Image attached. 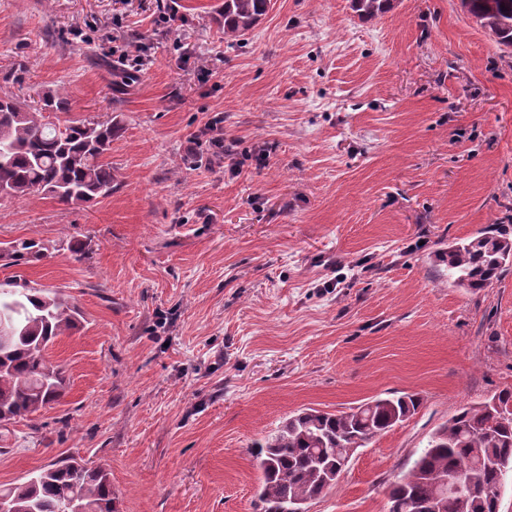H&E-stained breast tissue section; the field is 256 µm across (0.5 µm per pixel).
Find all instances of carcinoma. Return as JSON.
Returning a JSON list of instances; mask_svg holds the SVG:
<instances>
[{
  "label": "carcinoma",
  "mask_w": 512,
  "mask_h": 512,
  "mask_svg": "<svg viewBox=\"0 0 512 512\" xmlns=\"http://www.w3.org/2000/svg\"><path fill=\"white\" fill-rule=\"evenodd\" d=\"M460 5L499 45L512 49V0H460ZM271 7L272 0H218L214 11L223 20L224 38L240 41ZM393 7L394 0H351L361 19ZM69 109L61 90H48L32 102L0 96V185L10 189L8 198L42 192L65 203H91L112 193V164L104 156L121 134L123 119L50 120ZM46 251L32 239L9 246V255L19 259L38 261ZM435 257L448 266L455 287L477 291L512 263V238L503 230H486L448 243ZM0 312L11 318L0 330V421L18 422L61 397L64 371L49 358L48 348L78 328L81 312L60 293L35 288L0 291ZM419 405L412 395L379 397L348 411L309 408L288 417L257 447L261 512H308L309 503L336 484V468L352 449L406 421ZM450 472L460 474L474 494L463 505L448 498L446 512H494L501 481L512 472V390L460 407L389 486V512H410L411 503L430 501L440 476ZM0 498L7 499L9 512H119L107 469L75 460L0 486Z\"/></svg>",
  "instance_id": "cac0c4a2"
}]
</instances>
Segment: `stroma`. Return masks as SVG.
<instances>
[{
    "instance_id": "35a3bbf8",
    "label": "stroma",
    "mask_w": 512,
    "mask_h": 512,
    "mask_svg": "<svg viewBox=\"0 0 512 512\" xmlns=\"http://www.w3.org/2000/svg\"><path fill=\"white\" fill-rule=\"evenodd\" d=\"M165 2L0 0V95L62 87L71 116L124 117L110 196L0 199V289L85 316L48 350L63 397L0 428V485L76 458L108 470L120 512H260L251 449L289 415L409 393L416 413L309 505L388 512L456 410L512 389V265L472 292L433 257L512 235V51L459 0L372 20L276 0L238 42L216 0L163 23ZM137 45L151 63L116 88L98 60ZM211 119L239 176L193 161ZM20 239L46 257L14 261Z\"/></svg>"
}]
</instances>
